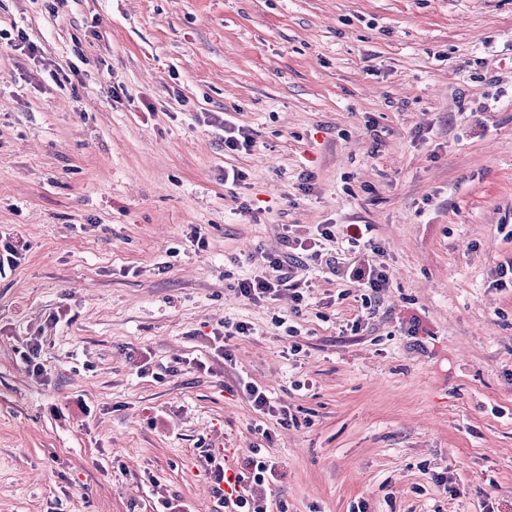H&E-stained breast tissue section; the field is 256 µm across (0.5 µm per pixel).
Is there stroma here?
<instances>
[{
    "label": "stroma",
    "instance_id": "stroma-1",
    "mask_svg": "<svg viewBox=\"0 0 512 512\" xmlns=\"http://www.w3.org/2000/svg\"><path fill=\"white\" fill-rule=\"evenodd\" d=\"M15 26L38 52L0 44V512H224L217 439L270 456L271 512H512V0H0ZM319 224L299 315L240 296ZM346 224L390 277L368 308L325 261ZM220 124L224 126V151L225 153H241L250 151L255 144L250 130L221 118ZM243 391L247 395L255 411L262 414H270L274 411L267 391L260 385L253 382H245Z\"/></svg>",
    "mask_w": 512,
    "mask_h": 512
}]
</instances>
